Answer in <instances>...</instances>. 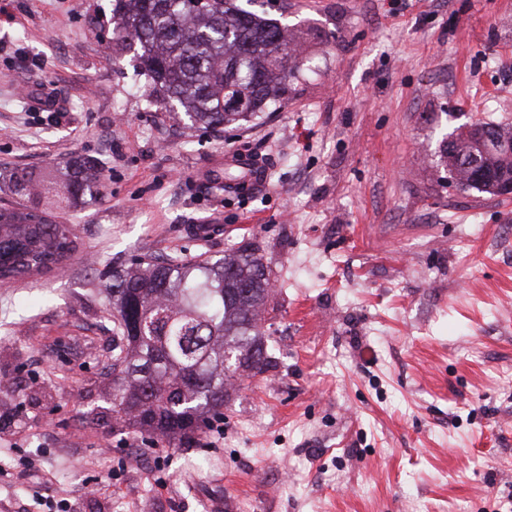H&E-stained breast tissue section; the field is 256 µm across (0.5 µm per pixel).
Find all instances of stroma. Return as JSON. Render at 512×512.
<instances>
[{
	"label": "stroma",
	"mask_w": 512,
	"mask_h": 512,
	"mask_svg": "<svg viewBox=\"0 0 512 512\" xmlns=\"http://www.w3.org/2000/svg\"><path fill=\"white\" fill-rule=\"evenodd\" d=\"M304 42L250 122L157 109L112 0H8L9 175L70 156L95 202L51 218L74 253L0 281V512H512V198L440 181L456 121L512 125V0H256ZM260 162L247 186L225 152ZM258 247L273 366L224 432L113 429L101 274Z\"/></svg>",
	"instance_id": "35a3bbf8"
}]
</instances>
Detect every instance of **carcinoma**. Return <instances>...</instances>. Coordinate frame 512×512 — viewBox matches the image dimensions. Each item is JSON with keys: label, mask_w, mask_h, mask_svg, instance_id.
<instances>
[{"label": "carcinoma", "mask_w": 512, "mask_h": 512, "mask_svg": "<svg viewBox=\"0 0 512 512\" xmlns=\"http://www.w3.org/2000/svg\"><path fill=\"white\" fill-rule=\"evenodd\" d=\"M252 0H212L198 9L187 0H113L112 46L136 50L135 69L152 86L154 104L175 103L190 125H237L288 94L297 47L277 20L249 9ZM442 141L438 165L462 190L493 194L475 174L512 167L488 155L472 130L459 125ZM14 194L30 199L0 209V243L17 250L0 264V278L29 275L34 263L56 265L73 250L72 229L49 219L57 208H78L100 194L95 159L71 156L39 173L25 167L9 176ZM104 290L112 300V425L168 439L205 423L204 411L224 406L244 375L271 366L261 317L271 296L259 249L245 246L212 261L157 256L114 266Z\"/></svg>", "instance_id": "cac0c4a2"}]
</instances>
